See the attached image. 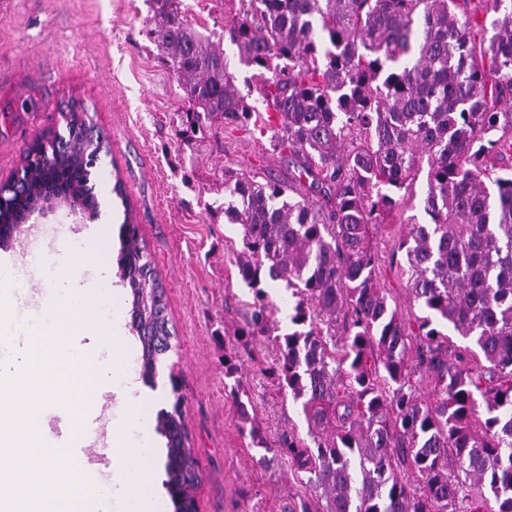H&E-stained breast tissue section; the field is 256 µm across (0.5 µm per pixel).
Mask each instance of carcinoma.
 Segmentation results:
<instances>
[{
	"label": "carcinoma",
	"instance_id": "1",
	"mask_svg": "<svg viewBox=\"0 0 512 512\" xmlns=\"http://www.w3.org/2000/svg\"><path fill=\"white\" fill-rule=\"evenodd\" d=\"M150 37L184 82L182 133L256 112L276 150L299 160L295 183L224 176V214L241 226L238 272L254 292L247 336L270 332L265 278L294 298L292 332L274 338L269 368L300 403L312 444L269 445L320 490L302 512H512V0H240L224 32L204 35L180 0H150ZM255 70L259 100L235 86L222 48ZM47 164L88 180L99 145L78 135ZM427 165L424 224L399 245L407 288L425 315L406 323L376 283L372 227L385 223ZM319 190L322 202H310ZM113 193L135 223L121 178ZM20 212L0 209V249ZM119 266L140 310L143 377L153 379L164 307L139 235L121 232ZM350 332L336 337L342 311ZM470 339L453 349L443 328ZM434 383L420 397L413 377ZM174 398L158 417L167 438L186 432ZM193 449L166 454V485L193 498Z\"/></svg>",
	"mask_w": 512,
	"mask_h": 512
}]
</instances>
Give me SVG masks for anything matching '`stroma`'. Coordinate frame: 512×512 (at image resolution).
Returning a JSON list of instances; mask_svg holds the SVG:
<instances>
[{"label": "stroma", "instance_id": "stroma-1", "mask_svg": "<svg viewBox=\"0 0 512 512\" xmlns=\"http://www.w3.org/2000/svg\"><path fill=\"white\" fill-rule=\"evenodd\" d=\"M239 0H182L202 32L220 30ZM148 0H0V184L16 175L27 147L49 130H64L62 113L81 103L99 160L92 171L99 216L62 208L23 224L8 256L41 248L54 269L69 263V242L90 237L99 260L86 261L81 283L110 288L124 320L127 372L142 382L141 344L130 323V290L120 278V241L114 226L123 208L112 195L123 179L140 238L160 276L172 327L167 362L159 368L146 409L151 415L183 402L199 481V512H298L314 500L287 457L254 447L251 429L267 441L291 433L306 438L298 403L265 375L278 349L270 339L241 335L254 294L241 280L244 250L239 225L224 215V174L290 183L296 161L272 151L268 135L252 127L215 124L202 137L181 133L186 91L150 41ZM425 222L420 195H409L374 231L377 281L388 304L405 319L421 315L401 274L398 243L409 218ZM235 357L236 378L224 375ZM240 383L250 404L243 421L231 386Z\"/></svg>", "mask_w": 512, "mask_h": 512}]
</instances>
